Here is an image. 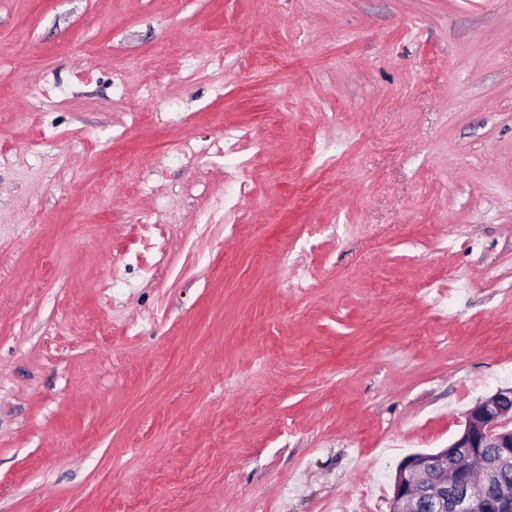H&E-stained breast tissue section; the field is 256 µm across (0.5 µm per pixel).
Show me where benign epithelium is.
Here are the masks:
<instances>
[{"instance_id":"benign-epithelium-1","label":"benign epithelium","mask_w":512,"mask_h":512,"mask_svg":"<svg viewBox=\"0 0 512 512\" xmlns=\"http://www.w3.org/2000/svg\"><path fill=\"white\" fill-rule=\"evenodd\" d=\"M512 385L499 387L466 413L458 436L435 452L397 466L390 512H512Z\"/></svg>"}]
</instances>
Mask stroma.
<instances>
[{
	"mask_svg": "<svg viewBox=\"0 0 512 512\" xmlns=\"http://www.w3.org/2000/svg\"><path fill=\"white\" fill-rule=\"evenodd\" d=\"M504 384L512 0H0V512H390Z\"/></svg>",
	"mask_w": 512,
	"mask_h": 512,
	"instance_id": "stroma-1",
	"label": "stroma"
}]
</instances>
